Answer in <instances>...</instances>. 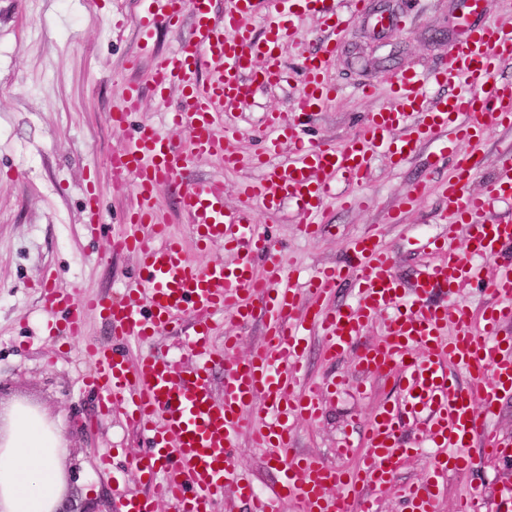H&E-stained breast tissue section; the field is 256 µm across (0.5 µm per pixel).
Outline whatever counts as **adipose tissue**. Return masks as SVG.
<instances>
[{
  "label": "adipose tissue",
  "instance_id": "ef3b65f1",
  "mask_svg": "<svg viewBox=\"0 0 512 512\" xmlns=\"http://www.w3.org/2000/svg\"><path fill=\"white\" fill-rule=\"evenodd\" d=\"M66 455L52 423L19 405L0 423V512H56Z\"/></svg>",
  "mask_w": 512,
  "mask_h": 512
}]
</instances>
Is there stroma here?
<instances>
[{"label":"stroma","instance_id":"obj_1","mask_svg":"<svg viewBox=\"0 0 512 512\" xmlns=\"http://www.w3.org/2000/svg\"><path fill=\"white\" fill-rule=\"evenodd\" d=\"M369 2L372 11L406 12L410 19L405 28L381 33L363 19L352 23L328 66L338 95L304 122L307 139L343 142L357 133L366 115L388 101L384 78L403 68L435 67L463 16L462 0ZM145 7L146 0H0V413L24 403L60 420L67 449L60 512H116L121 496L140 486L135 460L144 450L141 441L127 427L121 408L101 410L97 393L80 384L88 368L83 351L90 343L107 342V327L93 317L84 335L42 334L45 314L35 285L50 269L58 285L75 296L107 295L119 291L133 272L132 255L113 253L107 239L88 232L84 189L107 187L109 160L129 140V127L108 121L109 113L122 106L123 86L136 81L146 87L154 55L174 52L182 42L183 31L162 27L154 32L153 54H146L137 26ZM297 26L301 44L285 55L286 81L257 89L230 116L242 130L236 143L240 166L226 172L217 160L202 157L185 171L189 183L223 174L226 205H236L240 181L260 176L252 159L263 147L264 114L287 107L302 81V51L318 48L325 36L319 17L298 19ZM133 58L139 61L134 69L128 65ZM368 82L375 88L369 98L362 92ZM455 161L432 143L398 168L377 157L359 189L363 205L346 208L340 200H328L326 227L313 237L298 232L290 205L256 213L255 220L284 262L301 273L346 262L351 241L371 231L395 252L396 271L408 279L425 259L419 249L422 238L444 230L442 187ZM418 181L423 184L420 195L406 201ZM157 205L168 213L172 232L187 240L193 262L229 260L223 245L203 250L191 242L174 192H161ZM322 347V338L310 332L308 381L356 376L357 350L330 364L321 357ZM365 387L362 393L326 395L318 419L296 421V452L356 470L357 456H336V448L359 443L372 412L403 395L396 376L368 380ZM104 456L112 459L107 471L100 464ZM427 460L422 451L400 465L394 484L378 494L380 512H401L396 488L426 479ZM479 484L486 488L484 512H512V461L482 460L470 478L449 476L439 512H452L455 497Z\"/></svg>","mask_w":512,"mask_h":512}]
</instances>
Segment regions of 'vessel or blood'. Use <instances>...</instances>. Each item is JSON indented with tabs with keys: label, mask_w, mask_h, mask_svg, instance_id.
I'll return each instance as SVG.
<instances>
[{
	"label": "vessel or blood",
	"mask_w": 512,
	"mask_h": 512,
	"mask_svg": "<svg viewBox=\"0 0 512 512\" xmlns=\"http://www.w3.org/2000/svg\"><path fill=\"white\" fill-rule=\"evenodd\" d=\"M223 17H215L211 0H149L140 20L142 35L152 28L184 30L181 48L158 57L150 86L158 100L172 87L182 98L169 115L168 131L146 124L126 148L110 159L113 192H133L136 203L112 233V249L133 254L136 269L112 299L77 298L57 288L52 272L39 285L49 331L63 336L83 332L87 316H99L111 342L88 347L89 387L102 402L120 405L128 423L148 442L137 459L143 488L123 497L120 512H156L158 502L174 512H230L234 501L247 512H280L296 501L302 512H378L377 493L391 484L402 461L413 450L435 453L426 480L401 487L407 512H438V500L449 474L474 466L470 448L500 457L512 439L493 432L488 417L504 396H512V223L491 218L494 203H512V146L502 149L494 175L480 188L470 184L471 170L482 156L459 153L458 174L443 191L447 226L443 234L422 240L430 254L409 283L393 273L394 257L374 233L356 237L350 266L314 271L301 284L277 252L274 241L255 222L256 209L278 211L285 200L297 209L298 230L310 235L322 229L324 202L337 183L351 187L348 205L359 204L355 188L367 179L378 155L400 164L437 134L459 152L480 142L494 126H512V85L499 82L495 71L512 60V25L484 20L482 0H464L465 21L442 49L443 62L429 73L399 70L388 80L390 101L371 112L360 132L344 145L310 142L299 135L302 120L322 111L336 95L327 67L337 42L302 59L304 82L287 110L268 113L263 133L269 157L260 178L242 182L239 203L224 205L220 176L183 182L182 172L197 156L237 168V127L228 114L238 111L253 84L276 85L283 78L282 58L298 42L295 21L319 14L326 30L340 34L357 18L373 27H404L399 14L369 11L367 0H352L350 12L327 7L326 0H226ZM265 15L263 28L254 20ZM452 87L451 95L428 98L426 84ZM122 108L112 113L123 125L140 107L141 87L128 83ZM294 145L290 160L274 155L281 141ZM178 191V207L197 243L223 244L232 262L199 266L187 255L182 238L171 233L155 205L164 189ZM465 230V247L448 242ZM494 261L490 278H482L473 257ZM355 268L357 298L353 304H324L348 268ZM485 281L492 296L481 313L461 299L468 286ZM447 292L435 302V289ZM194 320L181 352L154 346L155 337L180 322ZM228 313L245 327L265 321L262 344L248 356H234L235 337L224 339L216 353L212 323ZM386 316V329L374 343L361 347L358 363L366 374L387 378L400 374L402 399L381 405L366 422L359 444L363 467L350 473L315 455L293 454L294 420L318 418L322 398L348 381L311 383L306 379L304 343L308 327L325 341L323 356L335 362L356 345L364 327ZM139 356L129 362L127 348ZM224 368L222 392H215L213 371ZM466 372L459 382L458 372ZM262 408L264 421L247 428L246 415ZM254 447L280 464L272 490L257 492L251 475L236 459L242 430Z\"/></svg>",
	"instance_id": "vessel-or-blood-1"
}]
</instances>
